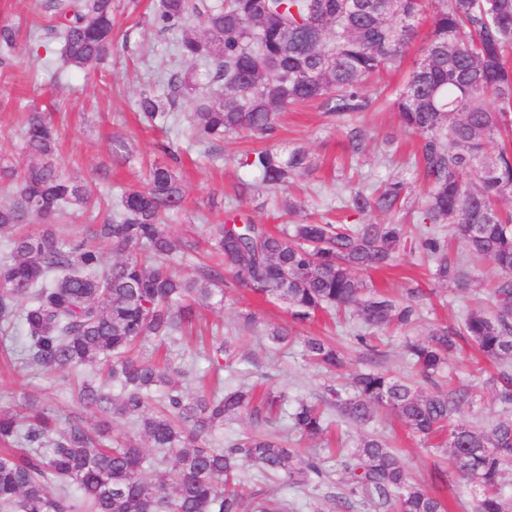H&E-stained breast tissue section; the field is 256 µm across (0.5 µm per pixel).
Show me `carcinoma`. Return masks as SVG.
<instances>
[{
  "label": "carcinoma",
  "mask_w": 512,
  "mask_h": 512,
  "mask_svg": "<svg viewBox=\"0 0 512 512\" xmlns=\"http://www.w3.org/2000/svg\"><path fill=\"white\" fill-rule=\"evenodd\" d=\"M49 9L52 24L40 31L58 40L66 67L84 70L112 51V0H51ZM425 14V54L404 86L394 93L373 86L374 76L398 66ZM191 19L202 23L203 34L185 32ZM152 24L164 33L183 31L174 56L205 68V91L191 113L203 143L240 133L268 140L279 112L312 101L339 116L390 102L403 128L421 139L427 192L420 223L454 225L469 253L500 274L492 307L470 311L459 334L491 360H512V149L490 150L512 132V0H159ZM191 80L169 72L159 89L140 94L139 111L151 123H169ZM21 136L26 152L41 161L0 164L13 188V201L0 205V235L9 234L10 243L0 263V331L20 337L21 360L36 370L97 365L78 384V402L134 419L174 470L155 482L152 462L133 442L106 445L105 425L79 418L60 429L51 409L26 399L22 413L0 411V442L7 445L0 452V512H286L278 499L241 490L244 466L319 488L330 476L325 458L289 448L261 426L284 413L293 429L318 437L327 406L356 423L386 409L419 436L446 434L453 474L479 491L476 512H512L499 488L502 467L512 462V419L487 431L450 424L469 401L464 390L423 395L369 370L353 377L346 398L333 391L324 407L300 402L287 410L285 392L270 388L258 400L246 384L188 396L172 384L191 372L184 356L160 366L134 354L146 342L176 343L197 306L223 303L226 270L253 292L285 303L299 321L324 308L355 306L369 329L408 326L418 316L414 304L368 298V284L356 275L390 265L404 225L324 222L276 234L229 214L211 238L218 263L198 284L178 274L197 244L166 229L168 214L185 200L172 166L152 163L144 185L125 191L105 223L90 225L97 241L90 245L62 238L50 225L88 202L85 187L51 160L52 123L34 110ZM241 165L256 191L270 192L301 178L313 162L298 147L271 144L247 153ZM408 190L402 178L351 186L345 204L357 214L389 213L401 209ZM418 244L434 258L439 280L462 281L464 272L434 231L420 230ZM303 346L328 371L343 365L327 339L308 336ZM455 348L454 335L439 328L409 344L408 353L432 380ZM241 413L250 414L254 431L210 447L224 419ZM336 466L349 493L380 512H445L374 436L342 449Z\"/></svg>",
  "instance_id": "1"
}]
</instances>
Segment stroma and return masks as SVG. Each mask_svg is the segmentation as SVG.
Wrapping results in <instances>:
<instances>
[{
    "instance_id": "stroma-1",
    "label": "stroma",
    "mask_w": 512,
    "mask_h": 512,
    "mask_svg": "<svg viewBox=\"0 0 512 512\" xmlns=\"http://www.w3.org/2000/svg\"><path fill=\"white\" fill-rule=\"evenodd\" d=\"M152 0H113L115 17L112 52L108 60L85 71H68L55 76L62 61L57 43L49 38L30 40L26 29L33 17L48 20L44 5L33 0H0V21L19 25L13 48H0V157L18 164L29 157L20 137V127L30 108L49 110L57 129L55 158L65 174L78 178L89 191L86 207L74 210L66 221L56 224L61 236L81 234L84 225L101 223L121 194L140 186L144 164L158 157L156 146L174 142L180 147L181 163L177 169L184 186L186 208L169 225L170 232L191 240L204 241L217 224L223 223L233 207L243 209L259 224L278 232L291 225L317 222L353 224L387 223L406 225L409 242L393 267L363 270L359 276L373 294L395 303L414 300L419 313L415 323L388 331L383 336L378 355H370L357 344L355 334L362 327L357 313L336 318L328 313L300 323L292 320L284 303L269 300L240 285L224 291V301L201 306L195 323L207 328L218 324L224 338L231 342L236 357L232 366L215 369L211 363L214 348L197 338H184L181 347L196 370L195 378L182 384L186 394L208 390L214 377L224 380L225 388L242 383L263 384L286 391L290 401L316 402L329 390L347 391L348 377L355 371L378 370L409 382L424 393L448 392L449 388H469L474 397L462 406L451 421L478 431L489 430L498 420L512 418V404L503 403L492 382L499 370L512 373V361L504 365L481 361L467 337H457V350L449 360L448 375L428 382L412 370L404 350L409 340L426 338L439 326L459 327L475 305H489L488 290L499 274L486 260L471 259L467 247L453 238V227L439 225L442 239L451 243L449 256L460 263L464 284L445 283L434 276V263L416 243L421 226L418 222L425 185L415 165L419 138L401 126L397 113L385 104H375L366 112L344 118L325 111L321 103H310L281 113L275 143L306 149L314 167L290 190L292 199L316 193L315 206L291 214L284 210L283 199L271 194H253L251 177L240 162L260 143L240 134L217 143L214 151L187 134V118L199 96L198 86L205 82L204 70H191L195 89L186 91L178 110V123L151 126L145 123L136 100L141 91L154 88L160 75L176 66L173 46L179 35L158 32L149 22ZM357 128L364 134L360 154H351L346 133ZM124 142V158L112 157L114 142ZM362 176L376 182L393 175L404 177L412 192L403 210L387 215H354L344 208L342 184L349 176ZM283 327L298 339L297 344L282 349L268 339L270 328ZM303 336H325L338 343L345 354L343 371L325 374L310 363L299 342ZM50 405L58 419L82 418L95 425L99 413L82 408L72 390V375L66 371L34 372L20 361L0 353V409L17 407L23 398ZM330 429L323 436L303 438L288 420L269 424V431L287 440L289 446L303 450L326 447L337 434L351 440L374 435L385 442L405 462L413 480L430 493L449 503L451 512H474L477 490L456 479L449 486L434 480L435 474L451 468L448 456L435 448L433 441L415 436L394 414L378 411L367 424L359 425L328 410ZM245 493L261 492L283 499L288 512H336V499L348 496L339 481L314 489L292 487L278 479H265L247 471ZM347 512H375L361 496H348Z\"/></svg>"
}]
</instances>
